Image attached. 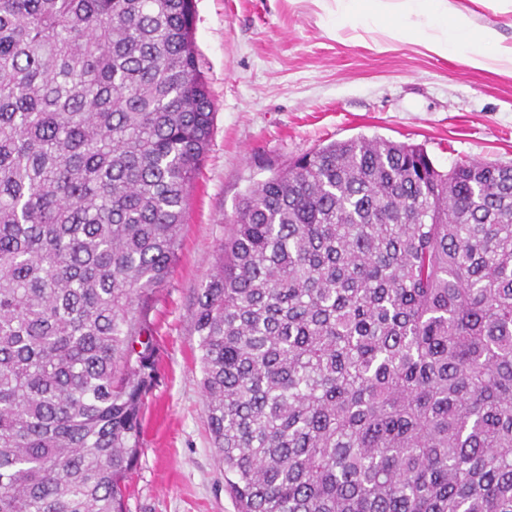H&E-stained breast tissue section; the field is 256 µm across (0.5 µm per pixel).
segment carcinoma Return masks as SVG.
Wrapping results in <instances>:
<instances>
[{
    "mask_svg": "<svg viewBox=\"0 0 512 512\" xmlns=\"http://www.w3.org/2000/svg\"><path fill=\"white\" fill-rule=\"evenodd\" d=\"M214 104L193 0H0V512H124ZM197 293L239 512H512V166L351 138Z\"/></svg>",
    "mask_w": 512,
    "mask_h": 512,
    "instance_id": "carcinoma-1",
    "label": "carcinoma"
}]
</instances>
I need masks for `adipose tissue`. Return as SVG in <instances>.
I'll use <instances>...</instances> for the list:
<instances>
[{
  "label": "adipose tissue",
  "mask_w": 512,
  "mask_h": 512,
  "mask_svg": "<svg viewBox=\"0 0 512 512\" xmlns=\"http://www.w3.org/2000/svg\"><path fill=\"white\" fill-rule=\"evenodd\" d=\"M331 32L341 35L357 28H372L382 24L390 12H397L400 24L389 29L391 39H419L425 48L440 57L460 55L475 69L488 68L490 46L498 35L486 29L481 42L470 39L472 19L469 12L449 9L448 0H316Z\"/></svg>",
  "instance_id": "adipose-tissue-1"
}]
</instances>
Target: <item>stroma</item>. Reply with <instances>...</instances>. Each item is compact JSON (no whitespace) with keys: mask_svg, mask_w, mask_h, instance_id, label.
<instances>
[{"mask_svg":"<svg viewBox=\"0 0 512 512\" xmlns=\"http://www.w3.org/2000/svg\"><path fill=\"white\" fill-rule=\"evenodd\" d=\"M473 39L512 47V8L448 0ZM195 43L215 106L167 288L150 312L155 379L125 512H238L224 489L201 394L192 315L245 191L336 141L419 145L434 164H512V67L475 69L383 29L329 33L316 0H195Z\"/></svg>","mask_w":512,"mask_h":512,"instance_id":"1","label":"stroma"}]
</instances>
